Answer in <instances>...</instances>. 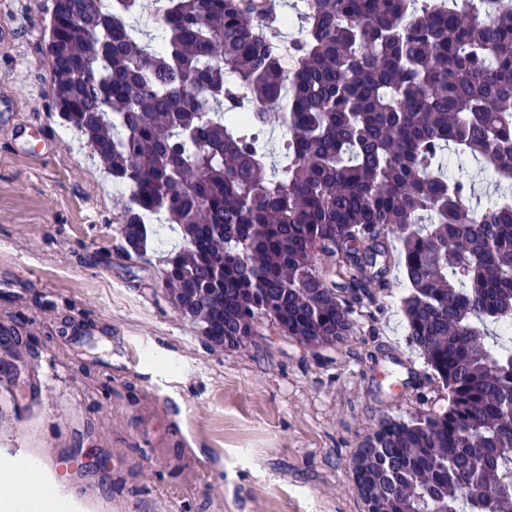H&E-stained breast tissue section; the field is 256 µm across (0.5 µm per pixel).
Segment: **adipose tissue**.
<instances>
[{
    "label": "adipose tissue",
    "instance_id": "adipose-tissue-1",
    "mask_svg": "<svg viewBox=\"0 0 512 512\" xmlns=\"http://www.w3.org/2000/svg\"><path fill=\"white\" fill-rule=\"evenodd\" d=\"M58 493L25 463L0 467V512H57Z\"/></svg>",
    "mask_w": 512,
    "mask_h": 512
}]
</instances>
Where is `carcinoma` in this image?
I'll use <instances>...</instances> for the list:
<instances>
[{"instance_id":"cac0c4a2","label":"carcinoma","mask_w":512,"mask_h":512,"mask_svg":"<svg viewBox=\"0 0 512 512\" xmlns=\"http://www.w3.org/2000/svg\"><path fill=\"white\" fill-rule=\"evenodd\" d=\"M277 22L265 0H54L55 109L130 189L131 251L149 217L176 225L164 279L209 341L267 319L342 342L350 300L403 265L408 338L448 407L382 421L358 492L367 512H512V7L309 0L289 71Z\"/></svg>"}]
</instances>
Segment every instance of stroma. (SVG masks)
<instances>
[{
    "label": "stroma",
    "instance_id": "obj_1",
    "mask_svg": "<svg viewBox=\"0 0 512 512\" xmlns=\"http://www.w3.org/2000/svg\"><path fill=\"white\" fill-rule=\"evenodd\" d=\"M52 7L0 0V324L25 327L0 347V373L23 401L30 371L52 362L36 418L0 412V463L45 459L58 512H366L361 441L448 404L408 341L401 267L336 345L266 321L244 346H212L165 289L179 234L128 252L126 192L54 109ZM84 333L103 349L83 351Z\"/></svg>",
    "mask_w": 512,
    "mask_h": 512
}]
</instances>
